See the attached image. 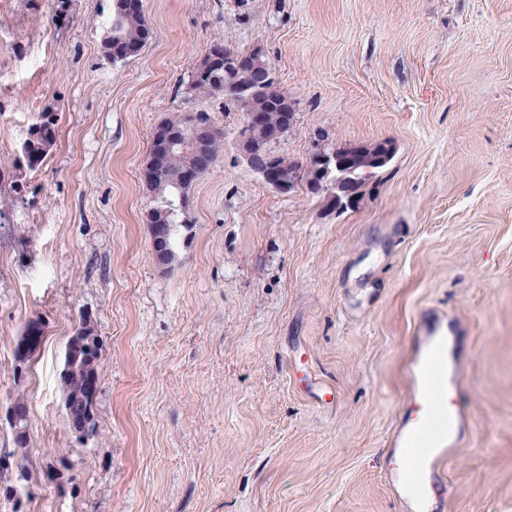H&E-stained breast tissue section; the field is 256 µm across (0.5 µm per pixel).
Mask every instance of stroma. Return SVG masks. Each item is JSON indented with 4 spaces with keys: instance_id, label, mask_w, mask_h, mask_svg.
<instances>
[{
    "instance_id": "stroma-1",
    "label": "stroma",
    "mask_w": 512,
    "mask_h": 512,
    "mask_svg": "<svg viewBox=\"0 0 512 512\" xmlns=\"http://www.w3.org/2000/svg\"><path fill=\"white\" fill-rule=\"evenodd\" d=\"M110 4L0 0V415L28 408L27 446L0 418V454L31 473L0 512H410L384 473L417 329L444 322L469 409L434 512H512V0H144L152 35L116 64ZM217 42L262 49L291 99L276 153L393 143L352 206L276 193L237 151L242 113L179 92ZM48 109L56 144L20 165ZM200 110L224 150L162 266L141 173L154 128ZM85 313L102 350L81 441L59 374Z\"/></svg>"
}]
</instances>
